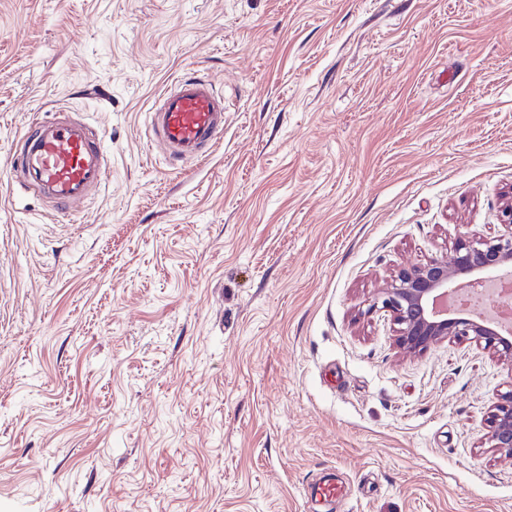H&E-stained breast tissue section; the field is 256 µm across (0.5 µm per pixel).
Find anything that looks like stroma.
<instances>
[{
    "instance_id": "1",
    "label": "stroma",
    "mask_w": 512,
    "mask_h": 512,
    "mask_svg": "<svg viewBox=\"0 0 512 512\" xmlns=\"http://www.w3.org/2000/svg\"><path fill=\"white\" fill-rule=\"evenodd\" d=\"M186 72L224 136L179 173ZM36 112L111 151L76 219L7 165ZM511 198L512 0H0V512H512L506 364L369 309ZM149 128L176 165H190L224 136V100L207 80L181 74L155 100Z\"/></svg>"
}]
</instances>
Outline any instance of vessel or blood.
<instances>
[{"mask_svg":"<svg viewBox=\"0 0 512 512\" xmlns=\"http://www.w3.org/2000/svg\"><path fill=\"white\" fill-rule=\"evenodd\" d=\"M149 128L176 165H190L223 137L224 102L207 80L181 74L156 99ZM14 171L21 188L65 214L106 184L110 167L102 140L85 122L56 116L25 128Z\"/></svg>","mask_w":512,"mask_h":512,"instance_id":"obj_1","label":"vessel or blood"}]
</instances>
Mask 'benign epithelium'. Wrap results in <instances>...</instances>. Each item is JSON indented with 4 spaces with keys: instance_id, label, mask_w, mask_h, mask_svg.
I'll return each mask as SVG.
<instances>
[{
    "instance_id": "benign-epithelium-1",
    "label": "benign epithelium",
    "mask_w": 512,
    "mask_h": 512,
    "mask_svg": "<svg viewBox=\"0 0 512 512\" xmlns=\"http://www.w3.org/2000/svg\"><path fill=\"white\" fill-rule=\"evenodd\" d=\"M503 217L507 232L493 237L464 235L454 248L452 259L432 257L424 263L401 268L378 289L372 308L390 313L397 325L396 342L406 353L423 354L445 340H470L501 361L512 364V335L488 323L461 313L437 311L436 302L448 297L461 277L488 274L512 262V203ZM486 440L494 451L512 455V389L501 395L490 411Z\"/></svg>"
}]
</instances>
